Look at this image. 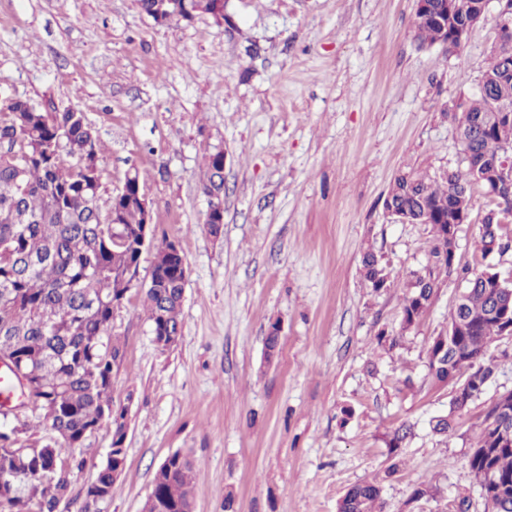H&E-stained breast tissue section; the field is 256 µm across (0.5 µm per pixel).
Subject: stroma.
Listing matches in <instances>:
<instances>
[{"instance_id":"obj_1","label":"stroma","mask_w":512,"mask_h":512,"mask_svg":"<svg viewBox=\"0 0 512 512\" xmlns=\"http://www.w3.org/2000/svg\"><path fill=\"white\" fill-rule=\"evenodd\" d=\"M226 12L228 25L208 14L158 24L138 0H0V100L84 112L98 139L100 210L137 170L155 243L177 242L188 266L175 347L155 344L144 310L151 254L114 309L126 354L112 399L134 401L126 466L102 512H140L178 450L197 464L195 512H224L228 495L233 512H337L363 480L380 484L384 512H484L469 457L485 409L512 391V340L490 344L493 382L452 432L434 434L451 390L434 385L426 350L459 282L445 280L404 332L403 288L373 293L359 264L369 249L401 276L426 263L429 225L397 223L383 199L399 170L463 168L453 106L488 65L495 13L449 52L418 45L415 0H228ZM219 148L215 237L202 182ZM488 205L475 190L458 259L509 274L512 251L485 262L476 246ZM382 330L399 344L378 345ZM404 423L412 435L390 475L385 440ZM84 445L60 512H80L111 427ZM419 485L432 494L412 500Z\"/></svg>"}]
</instances>
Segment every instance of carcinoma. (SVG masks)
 <instances>
[{
    "label": "carcinoma",
    "instance_id": "carcinoma-1",
    "mask_svg": "<svg viewBox=\"0 0 512 512\" xmlns=\"http://www.w3.org/2000/svg\"><path fill=\"white\" fill-rule=\"evenodd\" d=\"M484 0H425L416 12V40L432 46L448 38L457 50L474 22L484 19ZM148 15L158 12L180 20L211 14L213 0H139ZM473 97L460 102L456 139L465 170L399 171L383 207L409 224L431 226L433 245L426 264L410 272L401 308V329L416 325L429 309L440 278L458 272L448 249L459 227L469 221L473 189L488 190L490 174L512 156V39L490 47V62ZM0 120V348H9L31 370V383L42 396L38 418L48 433H30L28 421L0 422V512H58L68 498L71 477L83 468L85 438L101 424L122 442L125 413L104 414L112 398L113 365L124 356V344L110 332L113 295L129 292V269L140 264L136 227L144 223L136 198L114 199L110 211L96 205L99 192L96 131L76 110L49 114L27 101L9 100ZM224 198L221 161L208 157L203 193ZM494 207L479 224L482 258L512 250V233L501 224L512 214V184L492 197ZM126 225L130 240L112 241V221ZM360 274L375 293L395 286L389 265L373 252L361 260ZM154 286L145 293L152 332H181L183 274L153 255ZM497 271L484 268L465 279L466 286L450 314L446 330L432 338L426 351L428 376L440 386H467L450 400L449 412L431 421L432 431L446 436L455 416L479 399L496 372L488 356L491 341L502 336L496 294ZM411 427L400 426L387 440L395 458ZM126 465L122 450L107 459L87 486L82 512H100L113 473ZM469 466L480 496L492 497L512 512V406L487 408ZM196 464L176 451L170 468L156 473L152 512H191ZM338 512H381V487L364 480L350 486Z\"/></svg>",
    "mask_w": 512,
    "mask_h": 512
}]
</instances>
